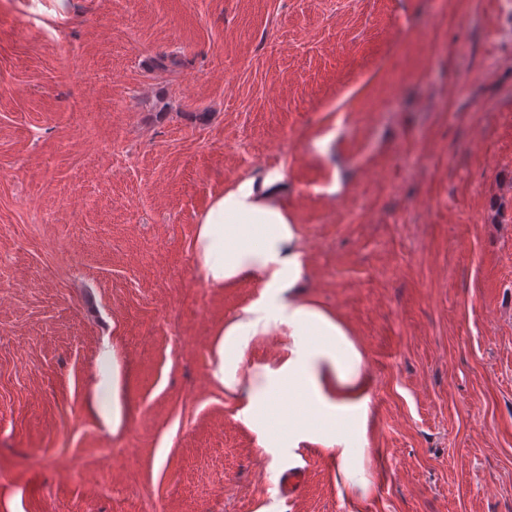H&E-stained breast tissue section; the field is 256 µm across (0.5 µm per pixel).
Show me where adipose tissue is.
<instances>
[{
  "mask_svg": "<svg viewBox=\"0 0 512 512\" xmlns=\"http://www.w3.org/2000/svg\"><path fill=\"white\" fill-rule=\"evenodd\" d=\"M286 177L275 169L216 193L191 243L195 266L215 288L253 282L258 298L225 322L215 342L212 376L271 458L306 444L328 451L343 488L368 489L371 395L364 355L335 314L301 286L306 255L299 228L280 198ZM281 336L274 363L253 364V344Z\"/></svg>",
  "mask_w": 512,
  "mask_h": 512,
  "instance_id": "adipose-tissue-1",
  "label": "adipose tissue"
}]
</instances>
